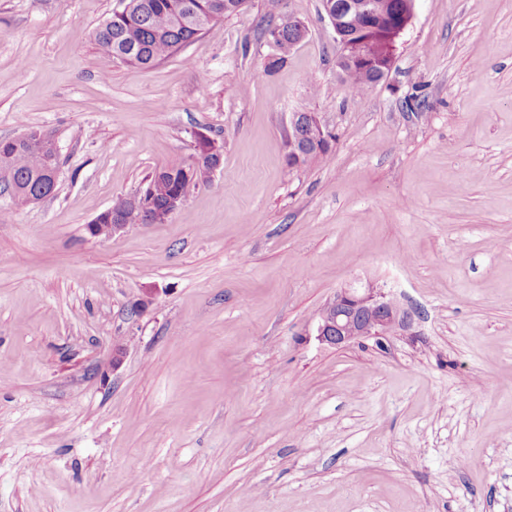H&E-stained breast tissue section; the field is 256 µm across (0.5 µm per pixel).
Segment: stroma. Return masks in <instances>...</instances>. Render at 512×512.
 Masks as SVG:
<instances>
[{
  "label": "stroma",
  "instance_id": "obj_1",
  "mask_svg": "<svg viewBox=\"0 0 512 512\" xmlns=\"http://www.w3.org/2000/svg\"><path fill=\"white\" fill-rule=\"evenodd\" d=\"M119 7L0 0V139L60 151L52 194L0 193V512H512V0H414L358 101L320 0L146 72L94 40ZM295 112L330 158L288 167ZM199 133L222 164L167 222L89 235ZM370 284L405 325L321 344ZM297 30L302 38L306 35V26L304 22L294 19L288 16V19L282 21L279 24H271L269 23L266 28V34L268 37L272 38V35L276 32L277 38L272 42L275 53L268 59L265 64V68L268 71H272L277 67L282 66L287 57L288 52L297 45L301 40L297 38V35L292 29Z\"/></svg>",
  "mask_w": 512,
  "mask_h": 512
}]
</instances>
